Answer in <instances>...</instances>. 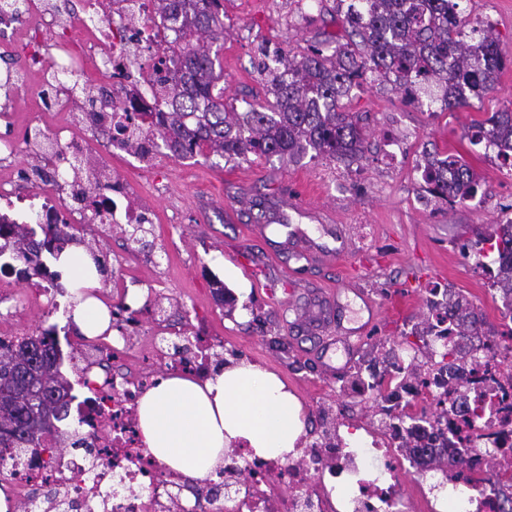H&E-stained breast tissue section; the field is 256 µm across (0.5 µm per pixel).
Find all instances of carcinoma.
<instances>
[{
    "instance_id": "cac0c4a2",
    "label": "carcinoma",
    "mask_w": 512,
    "mask_h": 512,
    "mask_svg": "<svg viewBox=\"0 0 512 512\" xmlns=\"http://www.w3.org/2000/svg\"><path fill=\"white\" fill-rule=\"evenodd\" d=\"M160 13L182 17L180 41L169 46L175 66L170 87L162 89L159 113L161 146L175 157L196 153L232 158L254 153L267 158L295 157L309 148L329 159L363 157L362 118L340 111V98L359 86L367 70L413 95L420 81L445 88L444 107L454 110L481 97L512 58H506L492 29L466 27L458 0H356L347 6L345 22L359 41L336 43L329 55L312 48L283 64L272 84L273 111L228 109L214 94L219 74L212 47L224 35L220 0H157ZM78 91L75 108L94 107V89ZM512 111L494 112L476 120L469 141L491 139L512 154V138L501 137L500 121ZM423 180L430 192L450 202L476 196L479 182L462 157L450 152L428 162ZM499 233L478 234L475 246L501 252L507 266L496 286L512 295V220ZM41 233L49 254L64 239V225L23 228ZM449 310L461 320L462 334L477 331L479 321L457 302ZM64 356L56 328L10 343L0 341V456L41 447L43 435L68 418L72 384L62 371Z\"/></svg>"
}]
</instances>
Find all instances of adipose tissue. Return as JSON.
<instances>
[{"instance_id": "1", "label": "adipose tissue", "mask_w": 512, "mask_h": 512, "mask_svg": "<svg viewBox=\"0 0 512 512\" xmlns=\"http://www.w3.org/2000/svg\"><path fill=\"white\" fill-rule=\"evenodd\" d=\"M70 272L71 316L87 336L109 323L108 312L89 289L100 278L84 250L62 253ZM143 441L162 464L204 478L224 461L225 452L245 445L264 458H284L304 432L298 398L274 373L247 362L210 376L205 383L173 377L149 390L139 403Z\"/></svg>"}]
</instances>
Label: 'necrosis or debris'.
<instances>
[{
    "label": "necrosis or debris",
    "instance_id": "4bbe7bcc",
    "mask_svg": "<svg viewBox=\"0 0 512 512\" xmlns=\"http://www.w3.org/2000/svg\"><path fill=\"white\" fill-rule=\"evenodd\" d=\"M121 24L110 21L109 0H73L65 27L81 28L82 46L55 45L54 72L18 66V48L38 52L29 27L45 16V0H0V69L15 84L32 78H85L89 64L108 57L115 76L95 116L104 128L125 127L145 147L159 127L143 121L160 108L153 80L158 49L151 29L172 35L173 18L156 0H121ZM122 179L102 174L95 186L73 177L69 201L45 197L24 212L28 195L16 174L0 173V245L11 244L19 224L77 227L94 215L97 224H145L144 208L127 201ZM107 331L83 338L69 358L80 391L68 409L78 420L75 447L58 452L31 448L0 459L7 472L9 512H413L403 487L420 488L422 512H512V337L501 333L459 335L455 319L434 312L437 326L424 334L423 350L398 347L379 366L376 379L351 378L342 386L353 404L376 407L363 438L340 431L315 441L301 438L287 459L255 457L236 448L229 469L192 480L158 464L143 444L138 401L159 380L180 375L202 380L210 372L213 341L157 319L155 293L136 303L109 307ZM148 325L146 345L134 344Z\"/></svg>",
    "mask_w": 512,
    "mask_h": 512
}]
</instances>
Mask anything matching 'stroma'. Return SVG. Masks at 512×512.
Here are the masks:
<instances>
[{"instance_id":"stroma-1","label":"stroma","mask_w":512,"mask_h":512,"mask_svg":"<svg viewBox=\"0 0 512 512\" xmlns=\"http://www.w3.org/2000/svg\"><path fill=\"white\" fill-rule=\"evenodd\" d=\"M224 0V38L217 88L237 111L272 101L261 66L262 43L294 55L316 47L331 53L348 26L338 0ZM471 25L491 26L505 56L512 57V0H460ZM362 116L365 155L349 163L315 156L254 154L222 159H181L159 153L150 169L122 151L108 152L90 130L87 157L131 184L152 217L141 241L118 234L87 233L85 240L120 265H106L104 280L132 275L137 290L155 289L175 324L201 327L220 341L219 357L241 360L277 374L301 401L308 425L318 407L336 399L338 374L355 362L384 357L428 315L426 291L440 286L500 321L495 290L461 250L477 233L512 214V172L484 145L465 136L472 121L512 107V67L494 89L469 106L444 109L411 104L376 74L364 73L359 88L340 101ZM406 140L398 159L387 156L389 138ZM461 154L481 188L473 199L447 205L432 200L420 167L426 156ZM288 219L276 230L271 218ZM319 239V254H302L288 231ZM224 286L232 305L218 301ZM17 314L14 338L65 326L63 312L46 316L37 292L7 291ZM324 304L329 322L306 337L301 308Z\"/></svg>"}]
</instances>
